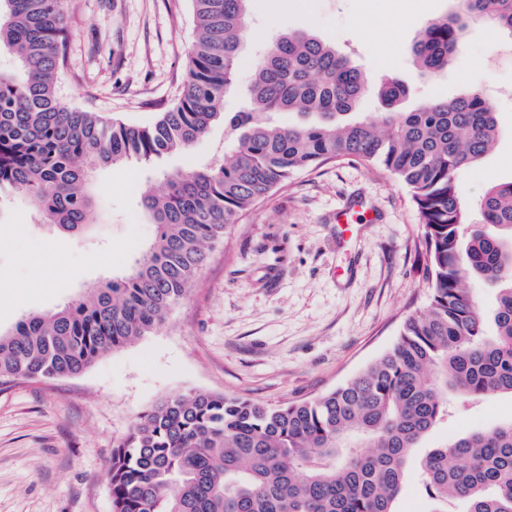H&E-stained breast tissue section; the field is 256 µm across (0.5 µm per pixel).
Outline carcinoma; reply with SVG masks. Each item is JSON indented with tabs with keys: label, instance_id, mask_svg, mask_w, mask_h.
Returning a JSON list of instances; mask_svg holds the SVG:
<instances>
[{
	"label": "carcinoma",
	"instance_id": "cac0c4a2",
	"mask_svg": "<svg viewBox=\"0 0 512 512\" xmlns=\"http://www.w3.org/2000/svg\"><path fill=\"white\" fill-rule=\"evenodd\" d=\"M196 36L183 90L144 126L104 120L63 102V0H0V200L30 201L48 233L82 236L99 223L97 170L148 166L182 153L218 121L232 141L217 162L167 174L139 206L157 235L124 273L49 311L0 329V379L77 375L161 325L198 278L212 245L295 171L354 158L378 164L410 190L431 271L428 304L404 320L393 347L343 385L271 405L203 391L143 412L112 449V512H402L409 462L452 410L512 395V181L468 207L460 173L492 147L496 113L472 90L402 112L403 85L381 82L383 111L359 106L367 77L316 35L288 30L268 47L247 104L224 111L234 84L249 0H190ZM490 25L512 39V0H456L411 47L430 75L448 70L466 30ZM294 111L300 121L273 120ZM468 279L500 286L486 313ZM491 319L495 334L484 331ZM428 512H512V420L456 434L416 469Z\"/></svg>",
	"mask_w": 512,
	"mask_h": 512
}]
</instances>
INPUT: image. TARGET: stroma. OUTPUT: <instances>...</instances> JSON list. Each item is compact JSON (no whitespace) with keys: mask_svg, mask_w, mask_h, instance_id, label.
I'll return each mask as SVG.
<instances>
[{"mask_svg":"<svg viewBox=\"0 0 512 512\" xmlns=\"http://www.w3.org/2000/svg\"><path fill=\"white\" fill-rule=\"evenodd\" d=\"M68 61L64 101L131 124L152 121L179 96L195 36L189 0H63ZM454 0H249L234 112L273 38L308 30L350 54L371 79L406 88L401 110L494 85L492 150L460 177L466 204L512 180V40L471 28L448 73L429 76L409 48ZM224 126L159 168L95 175L105 225L73 238L34 225L17 195L0 202V327L48 311L80 288L125 272L156 234L137 200L161 172L221 156ZM375 215L347 238L337 212L350 200ZM423 228L409 189L384 168L351 158L295 172L216 243L188 296L156 330L101 356L83 373L0 382V512H112V448L160 399L199 390L271 405L309 399L363 371L392 346L403 319L428 302ZM512 420L496 395L425 441Z\"/></svg>","mask_w":512,"mask_h":512,"instance_id":"obj_1","label":"stroma"}]
</instances>
